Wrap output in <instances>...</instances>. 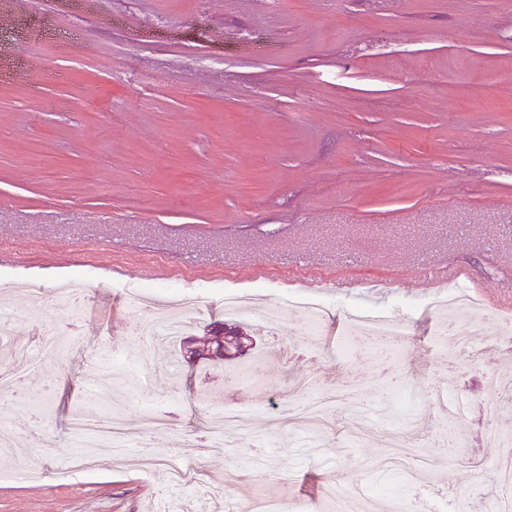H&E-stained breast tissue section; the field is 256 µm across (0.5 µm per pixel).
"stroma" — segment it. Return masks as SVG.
I'll return each mask as SVG.
<instances>
[{
    "label": "stroma",
    "instance_id": "1",
    "mask_svg": "<svg viewBox=\"0 0 512 512\" xmlns=\"http://www.w3.org/2000/svg\"><path fill=\"white\" fill-rule=\"evenodd\" d=\"M79 32V56L66 43ZM57 70L40 99L0 80V280L18 320L12 347L61 331L62 349L23 392L0 396L16 454L0 459V512H160L204 488L209 512L250 499L324 512L326 493L365 490L369 512L392 499L493 491L506 448H476L489 373L512 377L492 330L512 314V0H0V71ZM464 270L495 303L472 316L474 352L444 353L434 289L423 270ZM42 271L45 293L20 282ZM84 282V309L50 293ZM299 278L323 296L321 331L269 322ZM150 287L151 306L176 311L174 288L244 290L235 322L262 347L258 379L233 362L160 366L140 357L121 291ZM411 321L398 352L354 341L347 304ZM137 358L125 420L153 448L196 463L204 485L170 488L135 447H78L75 413L95 415L87 387L98 350ZM334 393L329 420L351 401L365 428L335 429L317 446L293 409L295 380ZM464 390L471 410L447 431L442 397ZM252 410L255 435L212 454L213 413ZM166 412L156 428L145 408ZM405 433L428 463L390 460ZM50 474L27 478L25 458Z\"/></svg>",
    "mask_w": 512,
    "mask_h": 512
}]
</instances>
